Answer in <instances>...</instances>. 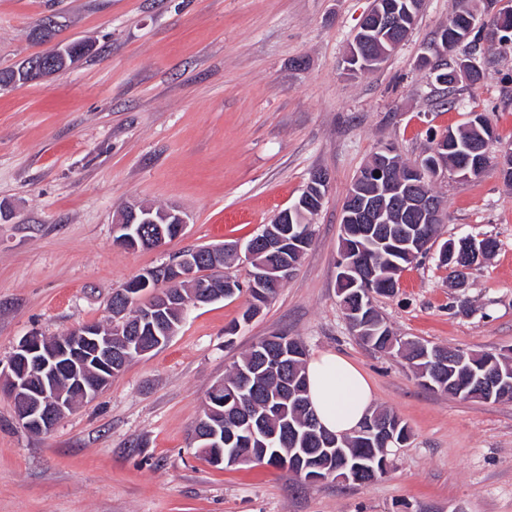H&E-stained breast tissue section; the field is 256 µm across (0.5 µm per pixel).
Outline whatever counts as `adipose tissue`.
Masks as SVG:
<instances>
[{
	"label": "adipose tissue",
	"mask_w": 512,
	"mask_h": 512,
	"mask_svg": "<svg viewBox=\"0 0 512 512\" xmlns=\"http://www.w3.org/2000/svg\"><path fill=\"white\" fill-rule=\"evenodd\" d=\"M308 393L321 424L335 434H348L362 422L372 403L365 372L333 352H322L307 364Z\"/></svg>",
	"instance_id": "1"
}]
</instances>
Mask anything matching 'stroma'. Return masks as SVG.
Here are the masks:
<instances>
[{
  "label": "stroma",
  "instance_id": "35a3bbf8",
  "mask_svg": "<svg viewBox=\"0 0 512 512\" xmlns=\"http://www.w3.org/2000/svg\"><path fill=\"white\" fill-rule=\"evenodd\" d=\"M373 0H0V69L61 42L92 51L66 70L0 88V366L31 331L109 324L118 288L169 256L246 242L329 176L313 244L276 298L242 322L246 295L189 306L169 342L134 360L46 435L0 396V512H512V401L422 386L405 360L369 349L336 293L343 203L381 146L420 160L435 134L490 119L512 145V44L479 58L483 77L442 90L420 59L456 0H423L409 37L377 70L349 47ZM441 239L498 249L463 288L427 256L374 306L404 339L512 359V184L488 169L438 179ZM187 217L165 248L127 250L113 225L131 204ZM236 326L233 339L224 331ZM358 364L373 408L411 429L382 477L308 484L266 465L220 468L192 431L209 389L259 340Z\"/></svg>",
  "mask_w": 512,
  "mask_h": 512
}]
</instances>
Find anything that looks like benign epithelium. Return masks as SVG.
<instances>
[{
  "label": "benign epithelium",
  "mask_w": 512,
  "mask_h": 512,
  "mask_svg": "<svg viewBox=\"0 0 512 512\" xmlns=\"http://www.w3.org/2000/svg\"><path fill=\"white\" fill-rule=\"evenodd\" d=\"M420 215L419 223L440 224L443 222L444 208L436 199L424 197L416 202ZM172 213H162L159 218L149 222L156 225V234L146 241L141 225L124 221L114 225L115 243L126 249L151 247L159 249L168 240L163 224L169 221ZM269 226H264L253 241L245 246L226 245L223 251H210L204 255L213 267L224 265V254L232 256L246 254L251 257L253 250L265 245L278 248L289 242L299 244L293 239H274L269 236ZM491 242L486 240L470 241L467 254L457 258L455 269L461 272L469 268L487 252ZM348 248L338 255L336 268L340 281L358 284L359 280L371 283L378 277L379 269L370 266L362 269L345 260ZM200 272L197 263L190 256L168 261L156 268H149L136 282L126 284L120 289L121 313L116 315L114 324L117 331L129 336L142 334L143 325L156 321L163 310L171 303L181 301L180 295L169 289L172 284L197 286ZM104 351V358L112 360V334L104 335L94 324L88 323L71 329L62 336L47 338L35 331L25 336L13 352L7 367L0 370V395L8 396L15 408L18 424L28 430L47 434L67 412L79 402L95 397L112 382V375L99 372L90 374L91 366H99V361L87 355V349L77 346L78 340ZM362 430L365 436L374 440H393L390 425L368 416L363 420Z\"/></svg>",
  "instance_id": "1"
}]
</instances>
